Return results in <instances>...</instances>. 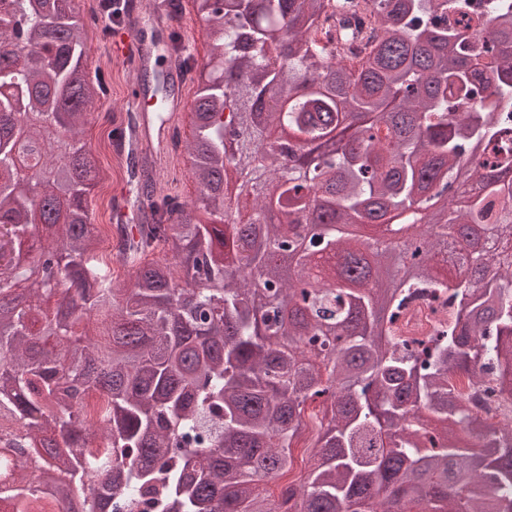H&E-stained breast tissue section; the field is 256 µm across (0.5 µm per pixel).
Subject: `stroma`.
Returning a JSON list of instances; mask_svg holds the SVG:
<instances>
[{"label": "stroma", "mask_w": 512, "mask_h": 512, "mask_svg": "<svg viewBox=\"0 0 512 512\" xmlns=\"http://www.w3.org/2000/svg\"><path fill=\"white\" fill-rule=\"evenodd\" d=\"M100 2L75 0V8L86 24L87 41L83 59L86 73L91 78L102 77L105 84V93L98 100L93 119L84 132L85 141L95 151L105 171L103 181L88 196L94 223L105 229L112 222L110 202L115 192L128 185L126 158L116 152L113 136L116 127L127 117L129 94L138 82V74L111 53L107 34L109 23L101 15ZM181 3L183 14L177 28L182 43L196 64L204 65L208 60V47L194 0H181ZM178 130L181 144L174 155L176 166L160 188L164 193L190 200L197 195V184L185 148L192 139V126L182 123Z\"/></svg>", "instance_id": "35a3bbf8"}]
</instances>
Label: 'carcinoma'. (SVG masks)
<instances>
[{"mask_svg":"<svg viewBox=\"0 0 512 512\" xmlns=\"http://www.w3.org/2000/svg\"><path fill=\"white\" fill-rule=\"evenodd\" d=\"M195 2L209 61L176 64L198 194L114 225L128 288L95 253L85 24L73 0L0 22L28 56L0 54V508L57 512L103 470L82 512H512V418L451 383L512 392V165L486 153L512 129V0ZM357 11L363 49L342 56L321 36L336 18L356 38ZM30 113L47 183L12 177ZM406 211L400 252L382 226ZM420 298L431 325L405 334ZM307 433L305 474L271 498Z\"/></svg>","mask_w":512,"mask_h":512,"instance_id":"1","label":"carcinoma"}]
</instances>
